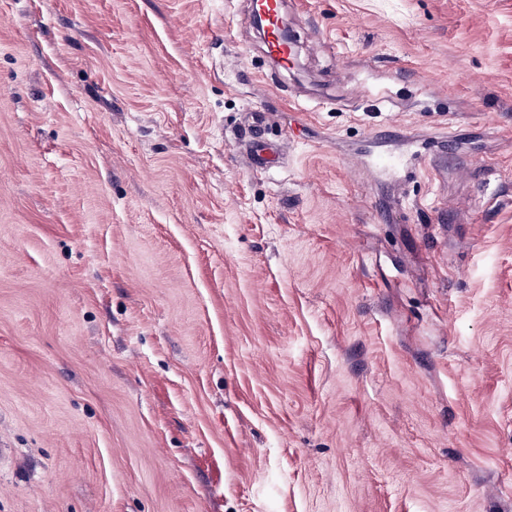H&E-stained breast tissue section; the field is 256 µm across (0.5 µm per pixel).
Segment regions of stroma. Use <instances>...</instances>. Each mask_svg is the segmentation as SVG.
Segmentation results:
<instances>
[{"mask_svg":"<svg viewBox=\"0 0 512 512\" xmlns=\"http://www.w3.org/2000/svg\"><path fill=\"white\" fill-rule=\"evenodd\" d=\"M282 8L0 0V512H512V0ZM264 7L267 14L264 29L267 52L276 59L281 69L287 70L293 65L294 50L280 35L281 1L265 0Z\"/></svg>","mask_w":512,"mask_h":512,"instance_id":"obj_1","label":"stroma"}]
</instances>
